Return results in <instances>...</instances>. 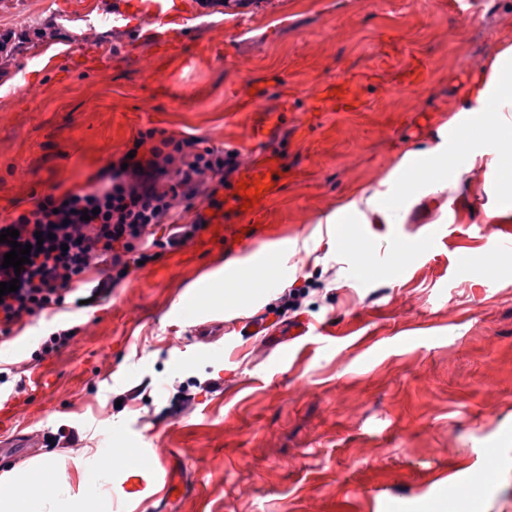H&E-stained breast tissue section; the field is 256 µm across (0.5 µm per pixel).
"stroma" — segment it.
Here are the masks:
<instances>
[{
	"label": "stroma",
	"instance_id": "stroma-1",
	"mask_svg": "<svg viewBox=\"0 0 512 512\" xmlns=\"http://www.w3.org/2000/svg\"><path fill=\"white\" fill-rule=\"evenodd\" d=\"M113 2L0 0V34L23 38L0 53V220L50 187L88 189L157 128L238 150L232 187L272 156L278 189L251 234L275 259L276 242L307 248L231 311L184 303L216 257L244 248L191 242L157 249L94 307L27 319L0 343L12 423L158 453L171 498L149 473L112 484L118 508L139 492L136 512H418L440 499L512 512V254L492 249L506 227L481 223L487 198L449 194L440 222L415 209L339 232L313 221L430 145L512 0H184L169 50L147 0H125L118 22ZM352 76L357 101L327 102ZM405 241L416 249L402 255ZM301 285L297 313L233 333ZM301 319L308 333L292 336ZM62 323L80 328L70 346L35 360ZM40 371L46 391H14ZM195 379L218 386L179 408Z\"/></svg>",
	"mask_w": 512,
	"mask_h": 512
}]
</instances>
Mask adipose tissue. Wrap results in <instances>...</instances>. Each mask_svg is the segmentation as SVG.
<instances>
[{
    "mask_svg": "<svg viewBox=\"0 0 512 512\" xmlns=\"http://www.w3.org/2000/svg\"><path fill=\"white\" fill-rule=\"evenodd\" d=\"M512 86V41L497 38L494 50L471 68L463 92L453 104V116L440 126L434 143L407 151L386 186L372 191L351 193L335 211L322 215L324 224H397L406 210L430 199L438 211L447 212L448 192L480 189L485 196H502L512 191V174L500 166V160L512 154V96L505 87ZM464 127L476 128L480 142L461 137L449 139L448 133ZM405 178L403 190H396L397 178ZM240 272L238 280L226 282L223 289L194 291L196 310H213L228 303L239 304L257 290L264 270L255 260L234 257L225 267L203 274L202 282L221 277L225 268ZM77 475L94 474V489L73 492L68 481L56 484L51 492L41 488V475L53 469L51 461H38L29 467L0 477V512H112V498L107 488L115 473L148 469L134 449L122 448L108 456L99 454L75 461Z\"/></svg>",
    "mask_w": 512,
    "mask_h": 512,
    "instance_id": "1",
    "label": "adipose tissue"
}]
</instances>
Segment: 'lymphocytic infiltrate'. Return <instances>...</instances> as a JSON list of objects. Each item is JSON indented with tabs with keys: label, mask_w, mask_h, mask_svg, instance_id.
<instances>
[{
	"label": "lymphocytic infiltrate",
	"mask_w": 512,
	"mask_h": 512,
	"mask_svg": "<svg viewBox=\"0 0 512 512\" xmlns=\"http://www.w3.org/2000/svg\"><path fill=\"white\" fill-rule=\"evenodd\" d=\"M131 149L132 156L110 163L107 186L35 197L29 209L0 223V234L18 230V243L32 246L20 270L0 267V282H19L0 298V335H12L24 318L63 308L89 271L104 275L89 291L101 300L138 262L151 261L152 247L179 249L223 213L219 192L241 165L237 150L204 147L199 139L155 128L139 131ZM200 198L206 210L196 209ZM178 207L193 212L190 223H169ZM85 211L90 220H82ZM160 228L166 232L161 240L155 237Z\"/></svg>",
	"instance_id": "f902f5d3"
}]
</instances>
